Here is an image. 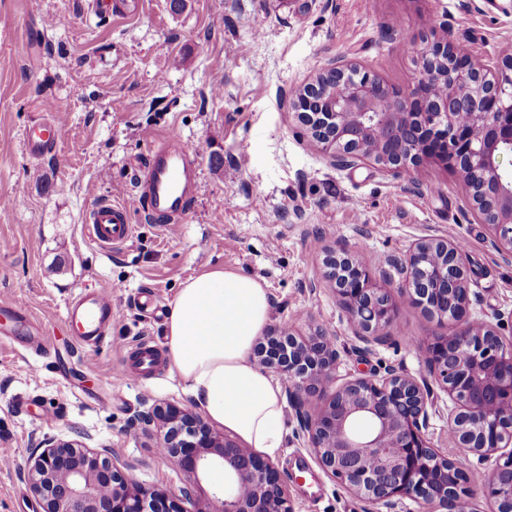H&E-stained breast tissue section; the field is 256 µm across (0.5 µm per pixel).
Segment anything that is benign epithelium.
Instances as JSON below:
<instances>
[{"label": "benign epithelium", "mask_w": 512, "mask_h": 512, "mask_svg": "<svg viewBox=\"0 0 512 512\" xmlns=\"http://www.w3.org/2000/svg\"><path fill=\"white\" fill-rule=\"evenodd\" d=\"M471 51L436 42L420 50L415 83L396 90L356 64L336 67L300 89L297 118L338 165L370 163L393 176L425 161L458 170L491 245L512 259V42L492 65L470 63ZM448 82L450 97L435 107L428 90ZM340 304L369 345L395 322L398 299L409 296L433 318L456 324L450 336L424 345L425 368L448 398L453 451L428 435L438 412L427 380L387 368L382 376L337 383L340 354L323 332L300 336L279 324L258 343L259 365L284 376L295 435L320 468L368 505L367 512H471L463 461L497 456L484 494L491 512H512V336L504 322L469 313L464 246L420 239L374 272L343 246L327 259ZM397 291L388 288L391 273ZM165 428L161 456L183 474L179 493L156 492L128 479L112 462L71 442L44 438L26 463L15 462L43 512H157L156 496L178 501L173 512H293L288 480L274 464L218 431L202 415L152 404L132 424ZM224 471V488L201 500L195 487L209 470Z\"/></svg>", "instance_id": "1"}]
</instances>
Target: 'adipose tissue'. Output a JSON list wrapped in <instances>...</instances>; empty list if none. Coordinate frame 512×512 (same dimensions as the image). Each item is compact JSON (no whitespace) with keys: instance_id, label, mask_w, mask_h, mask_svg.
Instances as JSON below:
<instances>
[{"instance_id":"ef3b65f1","label":"adipose tissue","mask_w":512,"mask_h":512,"mask_svg":"<svg viewBox=\"0 0 512 512\" xmlns=\"http://www.w3.org/2000/svg\"><path fill=\"white\" fill-rule=\"evenodd\" d=\"M270 313V293L260 281L214 268L181 284L165 322V340L168 367L197 408L247 447L274 459L284 450L282 386L251 359Z\"/></svg>"}]
</instances>
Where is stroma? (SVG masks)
<instances>
[{
    "label": "stroma",
    "instance_id": "stroma-1",
    "mask_svg": "<svg viewBox=\"0 0 512 512\" xmlns=\"http://www.w3.org/2000/svg\"><path fill=\"white\" fill-rule=\"evenodd\" d=\"M94 2L0 0V302L32 300L49 339L35 351L0 336V455L23 462L35 438L79 440L127 462L145 487L181 486L157 450L162 428L136 432L130 421L143 400H191L166 361L134 383L121 370L137 343L164 347L180 284L213 267L265 283L270 325L331 336L343 381L388 365L423 376L422 345L456 326L404 297L386 343L361 350L325 276L335 244L380 267L425 237L463 241L470 312L512 317V261L491 248L454 170L424 163L396 178L337 166L291 112L298 88L350 60L404 89L425 42L498 57L512 41V0H187L179 14L168 0H139L134 14ZM51 111L62 118L59 155L31 158L23 134ZM169 138L201 151L185 223L136 211L125 245L90 242L87 211L132 192L136 166ZM93 287L113 290L119 320L88 351L63 328L69 301ZM275 464L293 512H364L294 434ZM39 509L23 477L0 469V512Z\"/></svg>",
    "mask_w": 512,
    "mask_h": 512
}]
</instances>
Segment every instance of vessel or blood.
<instances>
[{
	"mask_svg": "<svg viewBox=\"0 0 512 512\" xmlns=\"http://www.w3.org/2000/svg\"><path fill=\"white\" fill-rule=\"evenodd\" d=\"M59 126V120L53 117L27 128L24 134L27 153L35 158L56 154ZM197 177L194 151L177 138L160 141L143 164L130 200L102 199L92 207L85 224L89 239L107 251L127 243L133 235L131 213L135 210L169 224L183 222L198 190ZM117 320L112 311L111 290L88 288L80 292L68 308L64 324L79 344L95 347L106 329ZM1 332L27 348H39L48 342L40 324L32 317L28 303L23 301L0 304ZM130 355L135 359L136 368L129 371L128 376L135 379L156 363L159 351L143 344L134 347Z\"/></svg>",
	"mask_w": 512,
	"mask_h": 512,
	"instance_id": "1",
	"label": "vessel or blood"
}]
</instances>
